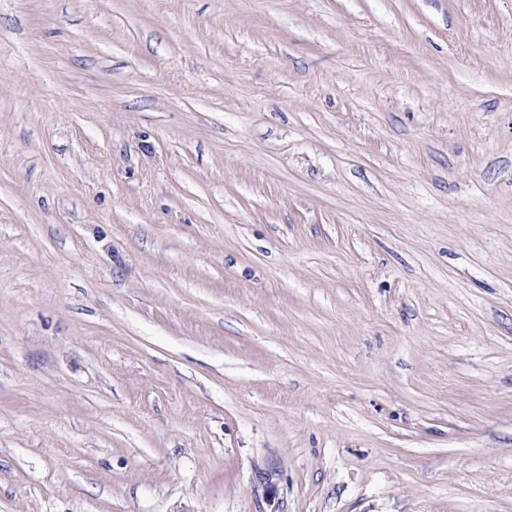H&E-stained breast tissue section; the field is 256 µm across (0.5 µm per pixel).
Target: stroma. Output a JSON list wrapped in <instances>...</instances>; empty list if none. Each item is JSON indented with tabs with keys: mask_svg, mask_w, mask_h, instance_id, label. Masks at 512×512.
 I'll list each match as a JSON object with an SVG mask.
<instances>
[{
	"mask_svg": "<svg viewBox=\"0 0 512 512\" xmlns=\"http://www.w3.org/2000/svg\"><path fill=\"white\" fill-rule=\"evenodd\" d=\"M0 512H512V0H0Z\"/></svg>",
	"mask_w": 512,
	"mask_h": 512,
	"instance_id": "obj_1",
	"label": "stroma"
}]
</instances>
